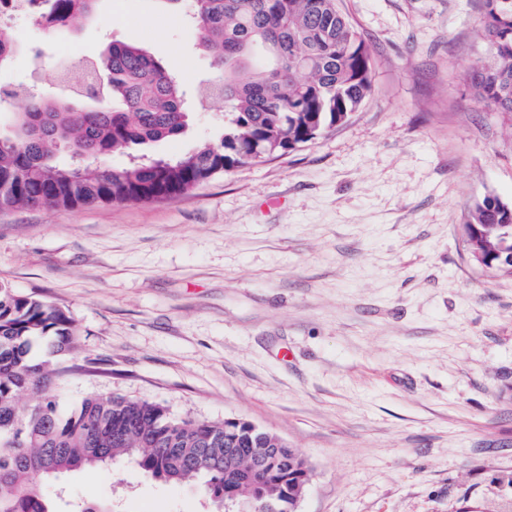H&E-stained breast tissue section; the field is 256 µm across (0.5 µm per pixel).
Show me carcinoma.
Segmentation results:
<instances>
[{
  "mask_svg": "<svg viewBox=\"0 0 512 512\" xmlns=\"http://www.w3.org/2000/svg\"><path fill=\"white\" fill-rule=\"evenodd\" d=\"M35 22L74 33L97 0H25ZM210 58L200 80L207 100L224 106L219 143L202 142L176 158L144 147L179 138L189 126L182 82L132 44L114 42L90 64L91 91L56 94L12 89L25 108L0 136V209L75 208L114 201L150 202L189 192L270 148H296L345 122L372 90V60L338 0H192L188 13ZM481 33L489 59L474 73L476 100L512 118V0H481ZM17 46L0 27V67ZM124 150L129 163L112 170L77 157ZM471 223L499 243L497 224H512V206L495 215L475 204ZM78 345L71 317L0 282V512H56L48 483L62 475L134 461L149 477L197 483L215 507L260 499L269 512H294L312 469L269 434L267 476L251 479L250 443L224 458L222 422L177 419L162 406L92 394L69 412L55 393L57 369L33 350Z\"/></svg>",
  "mask_w": 512,
  "mask_h": 512,
  "instance_id": "obj_1",
  "label": "carcinoma"
}]
</instances>
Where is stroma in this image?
<instances>
[{
  "mask_svg": "<svg viewBox=\"0 0 512 512\" xmlns=\"http://www.w3.org/2000/svg\"><path fill=\"white\" fill-rule=\"evenodd\" d=\"M478 0H340L372 56V93L345 123L187 194L0 211V281L62 307L83 371L61 405L118 394L175 417L240 419L312 468L295 512H512V276L470 261L465 225L512 204V120L477 103L489 56ZM0 87L54 94L115 41L178 76L185 136L219 142L197 90L209 61L185 11L99 0L60 54L33 19ZM60 512H210L197 487L131 461L62 481Z\"/></svg>",
  "mask_w": 512,
  "mask_h": 512,
  "instance_id": "obj_1",
  "label": "stroma"
}]
</instances>
